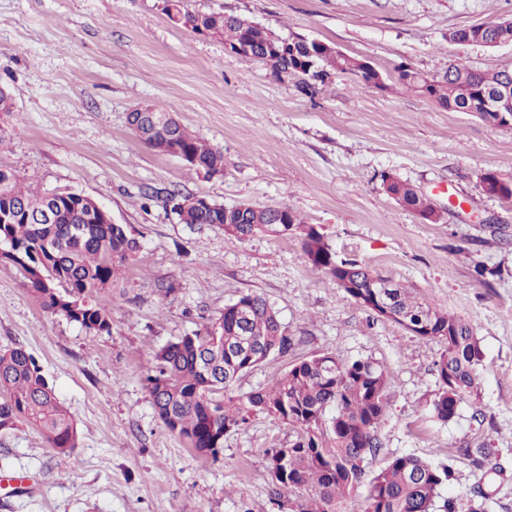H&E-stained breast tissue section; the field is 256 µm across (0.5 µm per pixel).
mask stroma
Instances as JSON below:
<instances>
[{
    "label": "stroma",
    "mask_w": 512,
    "mask_h": 512,
    "mask_svg": "<svg viewBox=\"0 0 512 512\" xmlns=\"http://www.w3.org/2000/svg\"><path fill=\"white\" fill-rule=\"evenodd\" d=\"M189 11L250 18L281 36L323 41L383 79L363 88L334 72L313 88L175 26L163 0H0V84L17 117L0 164L24 185L96 199L141 243L131 269L95 301L112 322L89 333L47 312L21 271L0 261V350L24 347L72 414L67 456L26 424L0 432V512H280L300 503L276 485L266 451L293 432L256 414L197 455L161 424L143 388L164 345L226 304L256 293L293 338L287 354L245 373L235 393L323 353L371 359L389 377L381 446L367 472L413 454L451 465L444 497L512 512V202L484 194L493 172L512 186V129L407 90L409 67L511 70L512 45L448 42V32L512 20V0H185ZM148 104L177 114L224 151L210 175L161 155L130 130ZM409 183L442 210L423 222L385 191ZM231 207L285 206L355 260L471 323L484 353L478 386L453 420H434L443 347L374 315L309 260L299 232L246 240L179 223L167 193ZM485 448L477 466L465 449Z\"/></svg>",
    "instance_id": "stroma-1"
}]
</instances>
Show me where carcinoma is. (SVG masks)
I'll list each match as a JSON object with an SVG mask.
<instances>
[{
  "mask_svg": "<svg viewBox=\"0 0 512 512\" xmlns=\"http://www.w3.org/2000/svg\"><path fill=\"white\" fill-rule=\"evenodd\" d=\"M163 10L176 26L205 30L232 48L251 46L242 58L271 60L275 73L296 77L307 87L316 69L324 78L332 71L351 73L365 86H382L378 71L364 69L362 61L349 55L333 53L322 41L294 42L253 25L244 16L191 12L184 0H164ZM502 31V23L494 22L451 31L448 40L488 42L499 38ZM400 78L407 88L455 111L466 99L479 98L491 82L512 84V71L481 72L454 64L438 80L409 69ZM11 115V94L0 86V147L10 136ZM175 134L176 143L197 160V168L208 173L223 171L221 149L201 141L179 123ZM403 188L415 213L433 211L427 198L406 184ZM45 206L55 212L51 223L37 219ZM183 221L189 226H222L224 209L192 211ZM305 228L293 211L287 224H272L265 212L250 211L241 223L229 225L228 231L245 240L258 233L284 236ZM303 247L331 283L350 281L351 287L344 291L351 297L383 298L382 289L374 287L376 273L355 261H336L319 231L308 233ZM140 249L125 225L99 223L94 206L81 203L69 192L33 193L22 187L11 168L0 165V260L22 271L26 287L44 310L94 335L110 332L111 320L94 297L112 287ZM390 306L389 320L405 329L419 325L421 329L411 334L444 345L436 364L440 387L431 414L445 424L476 387L483 354L473 327L402 286L392 289ZM290 346L291 339L269 300L245 294L224 306L219 316L157 352L144 388L167 431L201 456L206 448L223 447L224 434L254 414L273 415L288 424L295 439L288 441L286 449H268L266 459L268 469L288 494L308 493L298 512H337V506L365 480L364 512H457L455 503L442 496L452 476L447 464L435 465L406 454L365 479L363 463L380 447L378 430L388 400L387 374L370 359L343 360L324 353L292 364L263 389L224 397L242 374L286 353ZM0 393V431L25 422L57 454L65 456L77 448L78 431L71 413L58 400L36 360L21 346L0 350Z\"/></svg>",
  "mask_w": 512,
  "mask_h": 512,
  "instance_id": "cac0c4a2",
  "label": "carcinoma"
}]
</instances>
